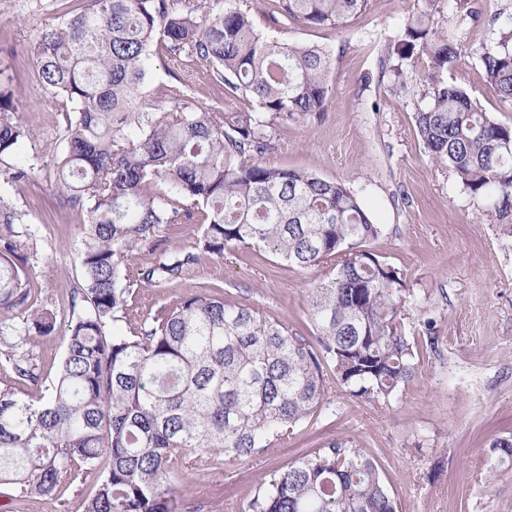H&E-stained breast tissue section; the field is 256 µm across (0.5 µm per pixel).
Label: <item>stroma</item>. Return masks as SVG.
<instances>
[{
  "label": "stroma",
  "mask_w": 512,
  "mask_h": 512,
  "mask_svg": "<svg viewBox=\"0 0 512 512\" xmlns=\"http://www.w3.org/2000/svg\"><path fill=\"white\" fill-rule=\"evenodd\" d=\"M90 0H0V79H11L15 117L33 136L17 155L0 158V197L18 213L12 239L25 260L32 295L0 312V354H29L40 372L54 375L71 321L70 293L82 281L80 228L84 215L60 199L56 160L65 147L58 98L39 82L31 47L43 30L80 13ZM260 30L284 42L328 50L333 97L320 119L271 131L265 162L338 179L359 193L374 220L386 227L375 249L403 269L407 285L424 298L435 321L436 344L415 378L393 400L378 402L333 391L317 425L247 463L217 469L190 467L171 482L182 512H245L272 470L330 441H347L373 455L402 512H512V477L488 482V448L512 436V245L497 226L477 221L473 199L419 140L413 119L415 89L392 87V64L414 70L404 57L402 30L413 0H371L366 12L342 29L279 26L269 19L272 0H244ZM456 0H443L435 16L463 47L450 81L479 98L501 121L512 105L490 91L479 62L500 21L512 17V0H473L480 20L466 17ZM198 107L237 102L206 68L183 58ZM31 169L29 180L8 181V169ZM199 227L164 224L150 243L131 252L122 267L136 309L154 313L177 300L220 287L227 302L257 308L309 335L307 292L326 269L297 271L267 252L229 246L223 257L194 267L179 284L147 288L138 276L159 252L192 249ZM46 309L54 330L42 335L30 315ZM80 491L25 496L0 486V512H75Z\"/></svg>",
  "instance_id": "35a3bbf8"
}]
</instances>
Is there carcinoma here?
<instances>
[{"label":"carcinoma","instance_id":"obj_1","mask_svg":"<svg viewBox=\"0 0 512 512\" xmlns=\"http://www.w3.org/2000/svg\"><path fill=\"white\" fill-rule=\"evenodd\" d=\"M437 0L408 15L404 45L418 50L424 87L415 126L432 159L448 167L481 219L512 239V123L448 81L460 45L434 26ZM369 0H275L271 19L343 28ZM177 68L187 53L237 99L207 110L191 79L150 96L152 50ZM38 78L62 102L66 148L57 158L64 202L85 215L82 283L72 290L65 355L35 398L0 390V485L52 495L97 474L77 512H181L169 485L188 463L248 461L317 421L340 387L389 401L415 377L434 321L411 336L422 301L372 244L384 237L344 182L259 160L269 130L327 112L333 58L315 45L260 33L243 0L178 13L171 0H90L42 32ZM489 89L512 102V25L479 55ZM14 92L0 83V157L30 132L12 119ZM205 224L193 251L167 253L142 270L148 288H169L228 246L263 248L299 271L332 267L308 292L313 340L288 323L212 295L184 298L137 330H109L128 310L120 286L128 253L162 224ZM16 247L0 248V310L25 304L31 286ZM55 318L38 312L44 335ZM14 380L40 387L30 358H6ZM489 476L512 472V437L490 444ZM246 512H398L374 457L330 442L270 472Z\"/></svg>","mask_w":512,"mask_h":512}]
</instances>
